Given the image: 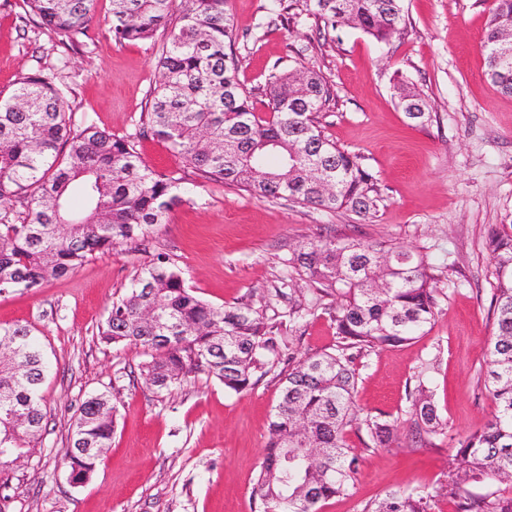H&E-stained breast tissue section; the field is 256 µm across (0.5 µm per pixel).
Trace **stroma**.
Listing matches in <instances>:
<instances>
[{
    "instance_id": "stroma-1",
    "label": "stroma",
    "mask_w": 512,
    "mask_h": 512,
    "mask_svg": "<svg viewBox=\"0 0 512 512\" xmlns=\"http://www.w3.org/2000/svg\"><path fill=\"white\" fill-rule=\"evenodd\" d=\"M269 6L229 2L240 79L256 112L269 114L265 77L275 63L314 65L333 93L318 120L386 187L384 208L363 224L348 212L259 200L201 178L147 237L97 254L36 290L0 294V325L30 326L52 365L39 442L0 469V512H257L252 488L281 374L289 362L336 345L334 298L288 266L295 251L321 235L424 254L441 282L426 335L358 359L355 403L395 422L398 440L379 448L365 431L349 430L346 442L359 458L355 489L321 502L318 512H361L406 487L424 488L431 512H454L443 487L459 443L495 412L484 385L497 284L485 235L489 225L512 223V96L486 79L480 47L493 0H402L407 32L388 45L354 28L325 33L307 15L280 18ZM110 8V0H97L87 38L71 50L36 25L21 27L23 0H0V91L25 73L55 74L76 123L136 137L146 164L169 172L182 159L139 134L159 51L149 41L115 42ZM399 78L425 94L434 113L427 126L407 125L394 98ZM160 253L212 306L248 303L278 326L279 359L253 388L236 394L192 373L159 392L140 374L141 348L100 340L97 327L112 301ZM296 301L311 308L304 318L289 314ZM423 371L446 428L420 442L410 409ZM102 392L116 408L112 446L92 480L76 487L63 459L70 425L83 402Z\"/></svg>"
}]
</instances>
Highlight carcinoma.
Wrapping results in <instances>:
<instances>
[{"mask_svg": "<svg viewBox=\"0 0 512 512\" xmlns=\"http://www.w3.org/2000/svg\"><path fill=\"white\" fill-rule=\"evenodd\" d=\"M96 0H24L23 22L36 18L58 43L81 44ZM112 37L119 43L155 40L170 27L158 60L139 135L166 142L192 172L243 188L258 200L289 199L327 212L345 211L371 223L387 200L386 187L324 133L317 120L331 91L314 66L273 67L265 79L269 118L256 115L239 79L229 0H111ZM303 11L333 30L348 26L389 44L405 25L400 0H302ZM512 28V0H495L482 38L486 78L512 95V65L491 53ZM409 125H427L430 106L415 86H395ZM66 90L41 70L25 73L0 94V293L33 290L82 266L98 252L147 235L183 202L189 172L159 174L146 165L134 138L93 125L77 126ZM486 248L497 285L494 332L487 348L493 419L460 442L463 466L448 471L446 495L455 512H512V497L493 489L512 477V224H493ZM294 272L336 298L330 318L337 344L288 370L268 426L262 469L253 487L258 512H318V504L351 493L358 457L346 442L364 426L377 447H389L397 427L359 417L354 392L362 354L408 343L435 321L438 275L426 256L394 245L318 237L291 259ZM100 339L145 350L141 375L157 390L189 372L213 376L242 393L273 366L279 328L241 303L217 308L186 283L183 270L159 256L112 302L98 326ZM50 367L27 325L0 327V467L26 454L44 420L41 388ZM411 418L419 435L444 429L432 391L416 389ZM115 407L100 394L74 418L65 458L69 478L84 484L111 446ZM487 484L484 494L468 490ZM416 488L392 491L361 512H430Z\"/></svg>", "mask_w": 512, "mask_h": 512, "instance_id": "1", "label": "carcinoma"}]
</instances>
